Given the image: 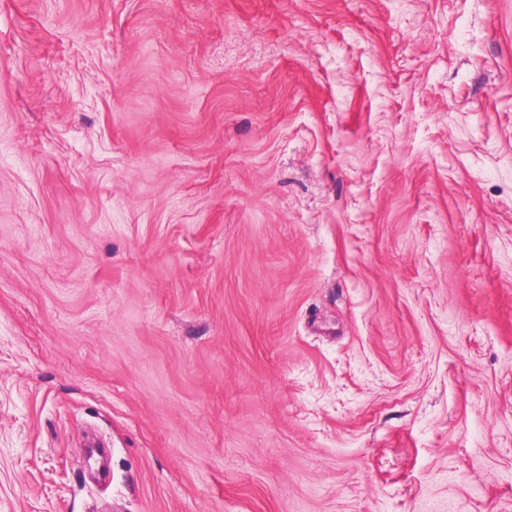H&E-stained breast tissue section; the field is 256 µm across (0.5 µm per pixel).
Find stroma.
Wrapping results in <instances>:
<instances>
[{"instance_id": "obj_1", "label": "stroma", "mask_w": 512, "mask_h": 512, "mask_svg": "<svg viewBox=\"0 0 512 512\" xmlns=\"http://www.w3.org/2000/svg\"><path fill=\"white\" fill-rule=\"evenodd\" d=\"M0 512H512V0H0Z\"/></svg>"}]
</instances>
